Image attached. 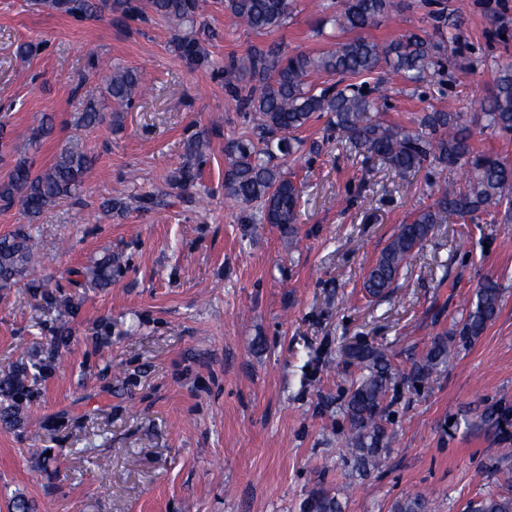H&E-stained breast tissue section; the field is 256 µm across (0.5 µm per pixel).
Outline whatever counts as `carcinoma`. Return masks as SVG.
<instances>
[{
	"label": "carcinoma",
	"mask_w": 512,
	"mask_h": 512,
	"mask_svg": "<svg viewBox=\"0 0 512 512\" xmlns=\"http://www.w3.org/2000/svg\"><path fill=\"white\" fill-rule=\"evenodd\" d=\"M342 8L334 17L344 33L356 36L336 43L318 55L285 53L275 46L254 48L244 59L230 61L225 72L227 84L240 106L256 116L259 143L240 137L227 143L228 166L224 173V196L243 207L258 209L255 224H275L292 236L296 233L297 206L301 190L281 166L278 155L288 156L300 143L296 133L324 114L328 127L341 132L343 149L366 153L381 161L396 175L406 178L428 165L442 172L459 170L463 185L446 183L431 191V203L412 220L399 226L363 280L362 288L372 297L387 294L413 252L428 240L436 225L458 220L476 222L512 197V164L475 151L468 128L458 112L433 111L425 114L418 128L374 120L370 112L377 102L362 84L344 83L346 77L365 76L386 67L413 83L424 81L438 65L439 45L426 33H410L403 39L378 43L362 31L397 7L395 0H340ZM204 0H148L152 13L178 26L194 23ZM34 5L73 17L98 14V0H34ZM292 0H224V8L244 26L257 31L275 30L288 19ZM215 39L211 31L182 37L175 51L195 68L210 64L205 43ZM89 68L101 75V97L90 93L82 98L80 123L94 127L103 120L102 101H110L113 111L123 112L143 92L141 75L134 69L104 67L93 57ZM249 74V84L235 83L236 73ZM325 73L338 75L335 84L318 88L309 77ZM486 127L512 132V66L502 68L489 98L481 102ZM54 118L45 114L33 129L30 146L54 132ZM208 142L200 137L187 144V160L174 173L170 184L185 187L197 179L198 168ZM95 158L79 144L63 147L53 163L34 168L28 155H20L0 179V203H20L30 220L54 206L75 198L91 172ZM30 237L22 230L0 237V287L22 276L32 263ZM112 256L107 255L83 270L72 271L95 288L112 284ZM501 290L487 279L473 292L467 315L451 334L433 338L421 359L407 374L413 382H423L448 363L458 347L481 336L496 317ZM350 357L357 361L361 375L351 384L344 412L352 435L346 445L349 461L358 473L378 465L381 452L393 436L383 422L384 400L394 384L392 364L386 349L372 344L353 347ZM302 512H342L336 495L323 488L312 491L303 502ZM394 512H431L422 495L408 496L394 505ZM470 512H512V495L488 494L471 504Z\"/></svg>",
	"instance_id": "1"
}]
</instances>
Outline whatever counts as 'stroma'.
<instances>
[{
  "instance_id": "obj_1",
  "label": "stroma",
  "mask_w": 512,
  "mask_h": 512,
  "mask_svg": "<svg viewBox=\"0 0 512 512\" xmlns=\"http://www.w3.org/2000/svg\"><path fill=\"white\" fill-rule=\"evenodd\" d=\"M338 7L294 0L281 29L258 33L206 0L197 25L220 38L211 67L193 69L174 50L188 27L153 14L78 20L0 0V176L45 113L55 130L32 152L36 167L73 138L96 159L79 200L35 221L0 207V237L26 229L39 258L0 288V381L26 374L22 393L0 396V410H17L0 418V512H301L319 487L344 512H393L417 494L433 512H467L512 492L498 465L512 424H480L486 410L512 408V217L438 225L393 293L370 298L362 279L430 204L434 169L400 178L346 152L322 118L284 167L302 190L296 240L271 224L253 233L224 195V147L254 133L225 87L229 58L271 45L324 52L344 38L330 22ZM419 30L441 64L419 84L385 74L376 119L414 127L449 108L477 150L512 163V133L487 129L480 111L512 64V0H400L367 34L386 43ZM94 55L138 70L149 91L113 124L84 128L76 101L79 85L101 86L88 74ZM197 136L210 142L200 177L173 188ZM118 194L125 211L105 212ZM106 255L120 260L111 286L74 287L71 270ZM488 278L502 293L496 319L422 386L396 380L385 401L396 439L367 475L352 473L344 403L359 372L344 367L343 347L383 345L408 371Z\"/></svg>"
}]
</instances>
